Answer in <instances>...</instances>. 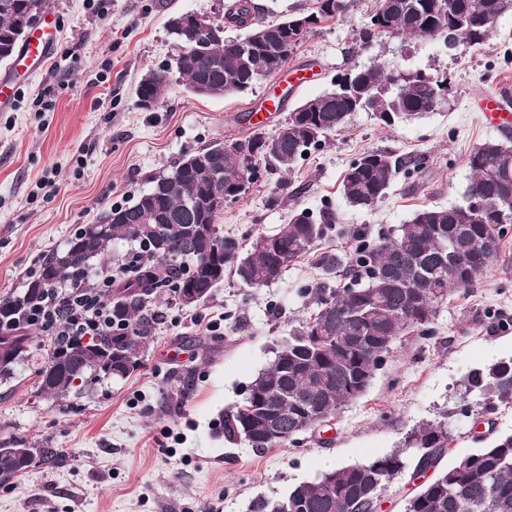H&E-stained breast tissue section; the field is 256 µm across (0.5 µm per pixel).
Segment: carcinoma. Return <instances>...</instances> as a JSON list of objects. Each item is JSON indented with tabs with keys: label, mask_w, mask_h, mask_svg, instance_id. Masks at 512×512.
<instances>
[{
	"label": "carcinoma",
	"mask_w": 512,
	"mask_h": 512,
	"mask_svg": "<svg viewBox=\"0 0 512 512\" xmlns=\"http://www.w3.org/2000/svg\"><path fill=\"white\" fill-rule=\"evenodd\" d=\"M26 0H0V62L10 60L21 42L16 22ZM350 0H312L309 15L330 21L348 11ZM512 12V0H376L362 33L368 42L387 36L409 43L439 39L464 48L484 44L501 18ZM291 15L269 21L253 0H228L219 26L233 23L249 32L222 37L199 48L179 35L176 71L188 90L200 97L243 93L279 74L287 60L277 49L297 50L310 29L285 28ZM170 70L148 71L136 97L161 105ZM448 76L387 73L376 64L354 66L338 76L336 88L299 103L271 137L252 135L232 143L214 142L151 175L148 187L129 204L100 218L103 234L94 247L85 245V224L65 248L43 255L37 271L16 295L0 298V384L14 381L33 342V312L45 296L64 284H83L98 264L112 258L116 241L135 244L140 260L108 289L111 326L91 332L99 349L81 336L50 337V356L36 370L38 397L62 404L70 395L88 394L105 379H126L140 367L157 314L150 313L158 289L183 302L189 288L201 289L194 303L208 301L229 272L251 288L274 283L282 271L304 257L336 224L326 207L314 216L296 210L273 235L257 238L246 255L224 236L218 213L211 210L196 184L194 161L218 154L224 192L232 201L244 197L238 188L237 147L248 145L250 161L292 171L304 154L345 128L358 112H372L386 125L435 112L447 100L439 97ZM406 166L384 151H366L344 173L341 192L349 206L371 209L387 194L391 181ZM471 181L463 203L424 207L410 221L373 240L362 227L349 230L348 257L325 251L318 264L328 277L349 279L341 288L310 291L315 305L309 318L289 333L271 363L247 386L242 402L224 414V439L256 449L272 448L320 424L361 396L401 337L429 332L438 307L453 291L468 290L491 264L480 245L492 225L512 224V142L486 140L467 155ZM485 200L482 213L466 205L473 194ZM204 224L205 238L193 235ZM467 261L466 274L454 263ZM416 305L409 306L411 296ZM467 391L478 396L463 410L490 414L512 404V356L475 368ZM448 446V423H424L412 429L402 448L365 463L345 466L299 483L281 498H259L249 512H375L378 494L415 459V470L432 474L411 496L404 512H512V432L495 433L484 446L442 467ZM49 451L23 440L0 444V485L26 471L37 455Z\"/></svg>",
	"instance_id": "carcinoma-1"
}]
</instances>
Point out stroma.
<instances>
[{"mask_svg":"<svg viewBox=\"0 0 512 512\" xmlns=\"http://www.w3.org/2000/svg\"><path fill=\"white\" fill-rule=\"evenodd\" d=\"M373 4L356 0L348 15L321 23L291 54L289 67L314 69L319 78L292 89L289 106L370 63L447 74V105L392 126L357 113L291 173L262 168L218 218L240 251L276 233L296 209H335L333 229L268 287L250 288L228 274L211 301L165 304L128 379L101 381L69 411L34 396L30 369L0 385V442L22 438L53 454L0 486V512H248L255 498H279L328 469L389 455L413 427L441 418L450 433L444 464L477 448L478 414L459 406L472 369L512 356V232L476 285L439 307L434 336L414 333L396 343L365 393L322 434L257 450L225 442L221 429L245 386L312 312L309 291L327 282L320 253L348 251L350 227L383 231L422 207L461 202L469 151L502 136L483 122L479 102L512 84V14L477 49L387 37L364 48L360 30ZM223 7L224 0H46V13L61 19L48 67L33 73L0 63V78L16 86L11 104L0 107V296L18 293L24 272L64 249L79 227L131 203L147 176L213 142L249 136L241 115L280 95L277 79L238 95L199 97L176 77L156 110L135 103L145 72L170 67L177 52L169 16L218 20ZM371 150L407 160L409 169L395 175L374 209L360 210L345 201L341 181ZM277 192L282 199L271 204Z\"/></svg>","mask_w":512,"mask_h":512,"instance_id":"35a3bbf8","label":"stroma"}]
</instances>
